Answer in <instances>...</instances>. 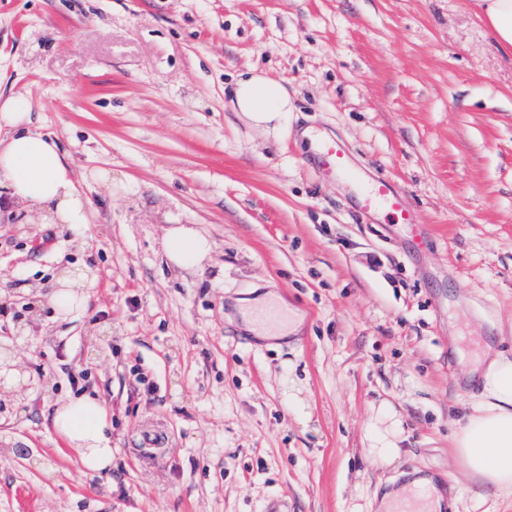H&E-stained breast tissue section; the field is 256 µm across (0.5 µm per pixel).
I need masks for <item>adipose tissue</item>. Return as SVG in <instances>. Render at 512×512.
I'll list each match as a JSON object with an SVG mask.
<instances>
[{"label": "adipose tissue", "mask_w": 512, "mask_h": 512, "mask_svg": "<svg viewBox=\"0 0 512 512\" xmlns=\"http://www.w3.org/2000/svg\"><path fill=\"white\" fill-rule=\"evenodd\" d=\"M478 16L498 45L512 48V0H473ZM232 104L250 126L279 135L293 106L283 85L264 74H241L231 87ZM27 96L0 99V127L10 134L0 139V184L13 202L38 207L53 224H88L91 205L78 193L54 139L30 127ZM163 249L169 261L187 271L203 269L212 242L189 224L167 228ZM481 393L463 413L454 435L461 462L481 485L496 495L512 497V356L502 354L478 362ZM52 426L89 470L112 465V421L105 405L85 394L60 402ZM402 422L396 410L381 405L369 427V448L375 458L391 461L401 452Z\"/></svg>", "instance_id": "obj_1"}]
</instances>
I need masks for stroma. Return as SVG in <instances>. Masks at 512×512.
Listing matches in <instances>:
<instances>
[{
	"instance_id": "obj_1",
	"label": "stroma",
	"mask_w": 512,
	"mask_h": 512,
	"mask_svg": "<svg viewBox=\"0 0 512 512\" xmlns=\"http://www.w3.org/2000/svg\"><path fill=\"white\" fill-rule=\"evenodd\" d=\"M253 68L293 104L279 136L225 93ZM15 93L93 216L0 223V512H377L424 477L460 512H512L452 442L480 392L463 337L512 354V50L472 0H0ZM323 139L405 190L426 246L361 218ZM172 224L208 233L203 271L167 260ZM66 268L91 285L60 319ZM267 291L303 320L278 349L236 317ZM82 393L112 417L104 475L52 428ZM384 402L389 463L367 440ZM402 422L396 410L382 404L369 427V448L375 458L390 462L402 452Z\"/></svg>"
}]
</instances>
